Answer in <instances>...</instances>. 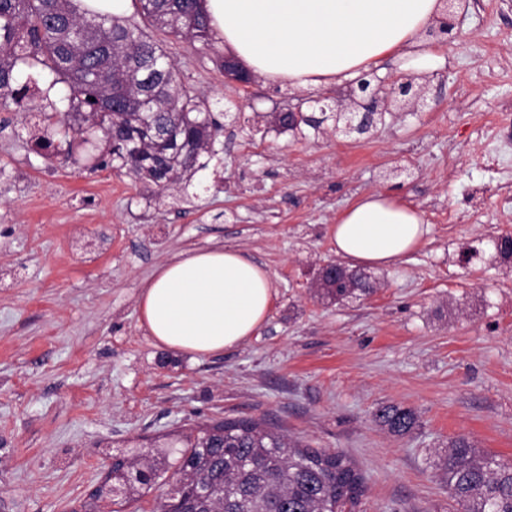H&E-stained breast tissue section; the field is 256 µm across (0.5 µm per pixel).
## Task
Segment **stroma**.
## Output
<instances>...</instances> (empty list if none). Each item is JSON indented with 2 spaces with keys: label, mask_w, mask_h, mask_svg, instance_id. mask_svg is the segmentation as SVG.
<instances>
[{
  "label": "stroma",
  "mask_w": 512,
  "mask_h": 512,
  "mask_svg": "<svg viewBox=\"0 0 512 512\" xmlns=\"http://www.w3.org/2000/svg\"><path fill=\"white\" fill-rule=\"evenodd\" d=\"M451 42L418 34L379 76L427 75L425 103L353 141L278 127L335 92L227 80L220 41L160 34L224 131L188 193L47 158L41 98L0 124V512H111L94 499L113 454L180 446L218 419H261L344 452L364 479L349 512H456L439 457L463 437L512 461V0H470ZM416 208L428 232L371 269L373 293L317 290L329 230L358 199ZM224 244L269 271L270 314L244 345L194 357L139 325L142 283L175 253ZM416 416L402 436L376 420ZM377 417L390 432L399 436L408 433L415 425V416L411 410L395 406L381 409Z\"/></svg>",
  "instance_id": "35a3bbf8"
}]
</instances>
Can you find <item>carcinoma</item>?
<instances>
[{
	"label": "carcinoma",
	"instance_id": "cac0c4a2",
	"mask_svg": "<svg viewBox=\"0 0 512 512\" xmlns=\"http://www.w3.org/2000/svg\"><path fill=\"white\" fill-rule=\"evenodd\" d=\"M134 2L138 22L82 0H0V109L20 111L33 95H53L52 111L33 123L38 148L70 151L100 132L113 169L166 189L212 152L222 125L149 30L206 44L209 19L201 0ZM494 259L512 264V241L498 239ZM323 290L340 300L370 294L374 283L348 268ZM378 419L399 436L415 425L412 411L395 406ZM441 474L461 512H512V461L458 438ZM169 476L159 512H338L363 491L343 452L248 419L215 423L183 449L112 458L109 493L134 501Z\"/></svg>",
	"mask_w": 512,
	"mask_h": 512
}]
</instances>
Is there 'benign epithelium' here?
I'll use <instances>...</instances> for the list:
<instances>
[{
	"label": "benign epithelium",
	"instance_id": "7a95c632",
	"mask_svg": "<svg viewBox=\"0 0 512 512\" xmlns=\"http://www.w3.org/2000/svg\"><path fill=\"white\" fill-rule=\"evenodd\" d=\"M467 2L448 0L446 12L427 29L428 35L444 41L458 37L456 10L465 9ZM224 75L245 92L254 82L250 71L243 68L233 56L224 57ZM424 79L425 75L411 72L381 78L374 69L364 71L337 88L336 93L313 99L315 107L311 113H336L340 116L334 125L336 135L359 139L365 135L367 125L375 123L380 113L390 111V107L396 104L418 106L423 101Z\"/></svg>",
	"mask_w": 512,
	"mask_h": 512
}]
</instances>
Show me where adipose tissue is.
<instances>
[{"mask_svg": "<svg viewBox=\"0 0 512 512\" xmlns=\"http://www.w3.org/2000/svg\"><path fill=\"white\" fill-rule=\"evenodd\" d=\"M218 39L272 82L314 87L356 77L409 43L439 0H204ZM412 207L382 194L361 198L332 225L337 255L387 265L427 233ZM274 285L245 253L216 245L174 255L145 280L139 322L156 344L210 356L246 343L265 322Z\"/></svg>", "mask_w": 512, "mask_h": 512, "instance_id": "1", "label": "adipose tissue"}]
</instances>
